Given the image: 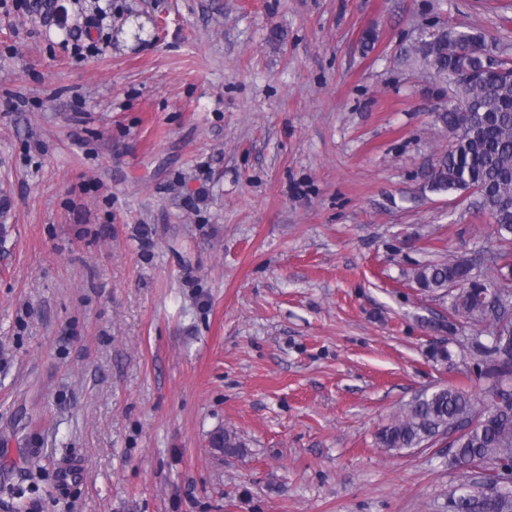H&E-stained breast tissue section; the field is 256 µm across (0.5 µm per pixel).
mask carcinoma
I'll list each match as a JSON object with an SVG mask.
<instances>
[{
	"label": "carcinoma",
	"mask_w": 512,
	"mask_h": 512,
	"mask_svg": "<svg viewBox=\"0 0 512 512\" xmlns=\"http://www.w3.org/2000/svg\"><path fill=\"white\" fill-rule=\"evenodd\" d=\"M486 51L482 34L461 32L448 41L441 30L428 36L416 54L448 84L453 100L435 113L436 121L449 130L464 133L453 140L427 172V184L436 192L477 189L475 205L495 222L494 233L503 247L495 252L503 266H512V62H502L504 71L482 74L476 80H460L458 72L469 66L477 71ZM473 264L448 256L417 265L413 282L423 291L447 295L453 286L452 311L466 320L477 336L471 348L485 358L483 377L487 388L473 395L461 388L443 386L424 393L392 418L378 436L382 448L392 451L418 448L458 426L449 462L469 470L491 466L490 479L505 485L511 494L492 499L477 491L463 512H512V318L490 305L486 292L512 295V279L495 274L483 284L474 281ZM210 443L225 455H239L246 443L229 430L216 432Z\"/></svg>",
	"instance_id": "carcinoma-1"
}]
</instances>
